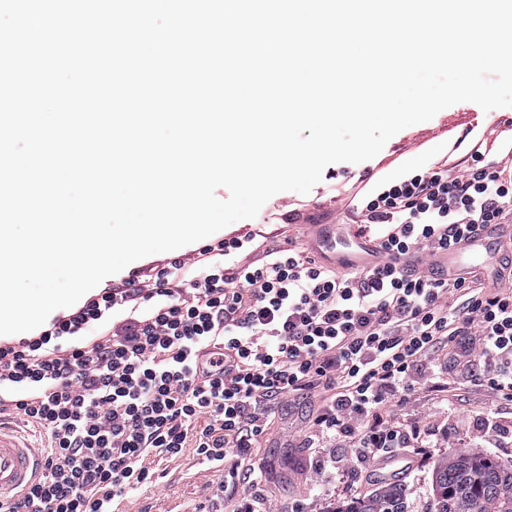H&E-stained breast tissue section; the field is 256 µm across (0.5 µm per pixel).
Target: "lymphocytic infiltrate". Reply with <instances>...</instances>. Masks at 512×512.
I'll list each match as a JSON object with an SVG mask.
<instances>
[{
    "mask_svg": "<svg viewBox=\"0 0 512 512\" xmlns=\"http://www.w3.org/2000/svg\"><path fill=\"white\" fill-rule=\"evenodd\" d=\"M511 220L512 158L434 163L357 204L382 254L367 273L296 247L247 260L244 239L218 237L1 342L0 414L49 440L41 476L7 512H112L151 481L148 458L187 447L225 471L227 489L280 400L307 389L315 437L356 436L373 456L409 445L382 412L416 379L472 374L511 401L512 289L436 263L477 225Z\"/></svg>",
    "mask_w": 512,
    "mask_h": 512,
    "instance_id": "f902f5d3",
    "label": "lymphocytic infiltrate"
}]
</instances>
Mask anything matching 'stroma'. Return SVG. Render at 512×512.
<instances>
[{"mask_svg":"<svg viewBox=\"0 0 512 512\" xmlns=\"http://www.w3.org/2000/svg\"><path fill=\"white\" fill-rule=\"evenodd\" d=\"M511 118L512 107L486 112L472 102L457 103L401 130L368 161L329 165L309 193L275 194L256 217L236 221L224 232L260 234L270 245L289 240L304 247L311 234L307 217L320 221L343 218L371 184L391 171L405 176L435 161L455 170L471 163L477 152L489 160L497 157L501 142L512 138V127L507 124ZM315 407L310 391L284 398L252 455V466L262 474L259 485L237 483L238 492L260 494L268 512H334L372 493L382 482L405 486L408 512H436L432 479L437 464L451 453L447 434L452 429L464 440L467 451L512 461V440L494 443L476 429L477 421L491 411L512 419V402L496 398L465 378L448 385L416 386L406 402L391 408L389 424L407 431L419 429L423 447L393 449L384 461L365 456L363 449L346 442L321 441L308 447ZM219 481V472L188 448L182 456L160 465L150 483L115 500L113 510L210 512Z\"/></svg>","mask_w":512,"mask_h":512,"instance_id":"stroma-1","label":"stroma"}]
</instances>
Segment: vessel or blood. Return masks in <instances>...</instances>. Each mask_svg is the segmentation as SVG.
<instances>
[{
	"label": "vessel or blood",
	"instance_id": "vessel-or-blood-1",
	"mask_svg": "<svg viewBox=\"0 0 512 512\" xmlns=\"http://www.w3.org/2000/svg\"><path fill=\"white\" fill-rule=\"evenodd\" d=\"M502 233V225H483L462 248L443 256L441 266L449 274L455 275L466 271L479 272L494 265ZM308 247L322 263L336 266L344 273L370 269L379 261L374 243L358 235L353 225H314ZM39 466L36 449L0 426L1 506L7 505L13 494L37 476Z\"/></svg>",
	"mask_w": 512,
	"mask_h": 512
}]
</instances>
